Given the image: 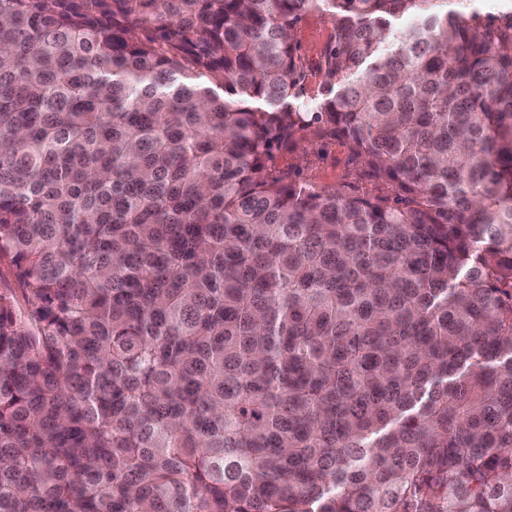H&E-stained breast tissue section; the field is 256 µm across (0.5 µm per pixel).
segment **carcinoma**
<instances>
[{
    "label": "carcinoma",
    "mask_w": 512,
    "mask_h": 512,
    "mask_svg": "<svg viewBox=\"0 0 512 512\" xmlns=\"http://www.w3.org/2000/svg\"><path fill=\"white\" fill-rule=\"evenodd\" d=\"M439 2L0 0V512H512V12ZM295 31L298 53L301 55L306 73L304 95L301 96V100L306 103L314 102L322 97L325 90L318 64L330 39L332 24L328 16L313 11L303 16ZM278 171L330 191L344 188L352 194L365 192L387 194V187L370 181L361 161L354 158L348 146L338 138L318 134L313 127L304 137L299 135L295 148L275 151Z\"/></svg>",
    "instance_id": "1"
}]
</instances>
